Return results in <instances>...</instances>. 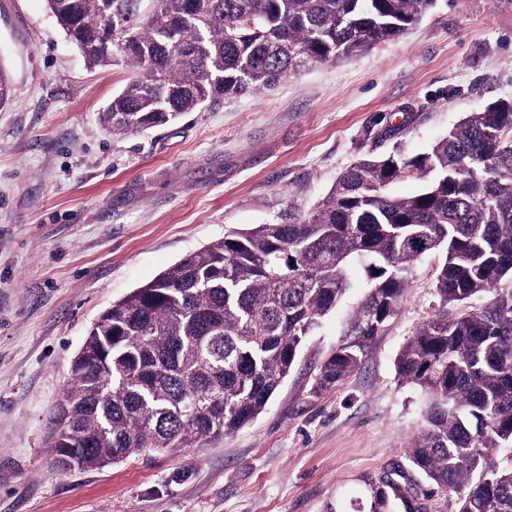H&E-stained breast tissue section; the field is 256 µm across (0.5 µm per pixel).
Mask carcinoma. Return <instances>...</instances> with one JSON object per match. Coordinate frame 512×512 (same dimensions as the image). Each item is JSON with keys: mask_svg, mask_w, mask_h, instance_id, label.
Instances as JSON below:
<instances>
[{"mask_svg": "<svg viewBox=\"0 0 512 512\" xmlns=\"http://www.w3.org/2000/svg\"><path fill=\"white\" fill-rule=\"evenodd\" d=\"M85 62L134 72L100 114L114 134L405 36L436 0H47ZM12 102L0 65V107ZM421 180L412 196L392 186ZM441 253L439 307L396 373L428 395L410 463L455 512H512V98L425 151L348 167L305 217L232 230L112 304L71 364L48 437L63 471L201 448L266 409L308 336L367 282L317 367L327 390L397 313L413 266ZM371 512H424L371 488Z\"/></svg>", "mask_w": 512, "mask_h": 512, "instance_id": "obj_1", "label": "carcinoma"}]
</instances>
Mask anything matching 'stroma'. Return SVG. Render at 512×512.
<instances>
[{"label":"stroma","instance_id":"35a3bbf8","mask_svg":"<svg viewBox=\"0 0 512 512\" xmlns=\"http://www.w3.org/2000/svg\"><path fill=\"white\" fill-rule=\"evenodd\" d=\"M0 512H370L393 470L427 512H455L406 457L425 396L395 360L438 305V255L337 386L318 366L361 294L309 336L266 410L203 448L100 469L54 466L46 437L71 361L114 302L233 229L307 214L368 156L426 150L512 97V0H437L403 38L277 87L114 135L99 115L129 76L89 68L46 0H0Z\"/></svg>","mask_w":512,"mask_h":512}]
</instances>
